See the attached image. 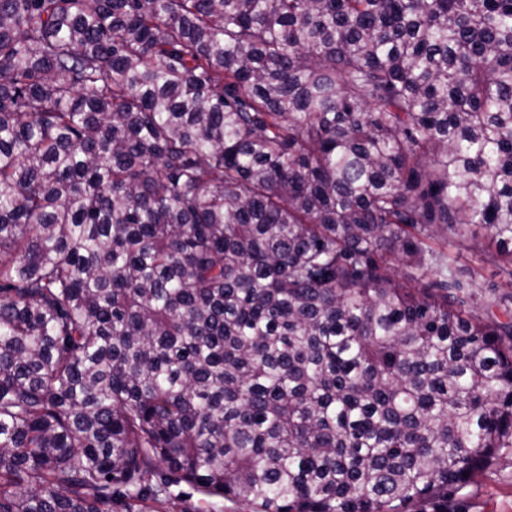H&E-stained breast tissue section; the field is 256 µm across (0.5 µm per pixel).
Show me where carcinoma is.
Masks as SVG:
<instances>
[{
    "label": "carcinoma",
    "mask_w": 512,
    "mask_h": 512,
    "mask_svg": "<svg viewBox=\"0 0 512 512\" xmlns=\"http://www.w3.org/2000/svg\"><path fill=\"white\" fill-rule=\"evenodd\" d=\"M512 0H0V512H404L512 448ZM480 242L482 236L478 233L476 238H466L464 246H449L448 252L452 256L460 252L459 264H465L478 271V282L484 289L496 288L499 306L493 307V311L500 320H504V308L512 311V288L506 285L508 279L503 272L502 257L494 247L482 248ZM474 244L478 245L479 249ZM171 491L172 495H177L178 498L177 505L171 512H249L245 506L223 498L213 497L206 498V501L200 500L202 496L185 484L171 487Z\"/></svg>",
    "instance_id": "obj_1"
}]
</instances>
